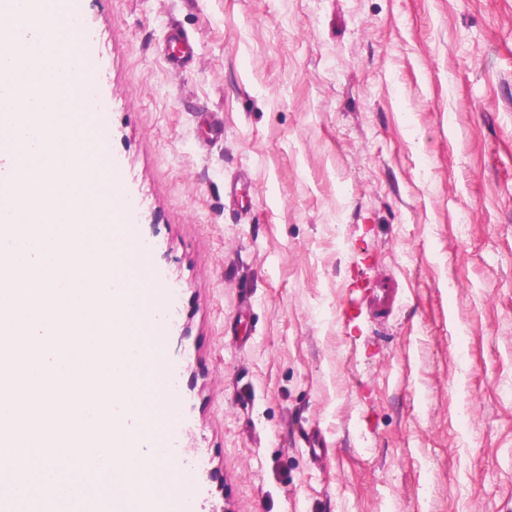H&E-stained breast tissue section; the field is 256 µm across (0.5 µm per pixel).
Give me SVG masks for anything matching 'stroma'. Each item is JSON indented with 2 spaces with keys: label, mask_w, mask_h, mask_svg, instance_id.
<instances>
[{
  "label": "stroma",
  "mask_w": 512,
  "mask_h": 512,
  "mask_svg": "<svg viewBox=\"0 0 512 512\" xmlns=\"http://www.w3.org/2000/svg\"><path fill=\"white\" fill-rule=\"evenodd\" d=\"M75 2L178 499L512 512V0Z\"/></svg>",
  "instance_id": "stroma-1"
}]
</instances>
